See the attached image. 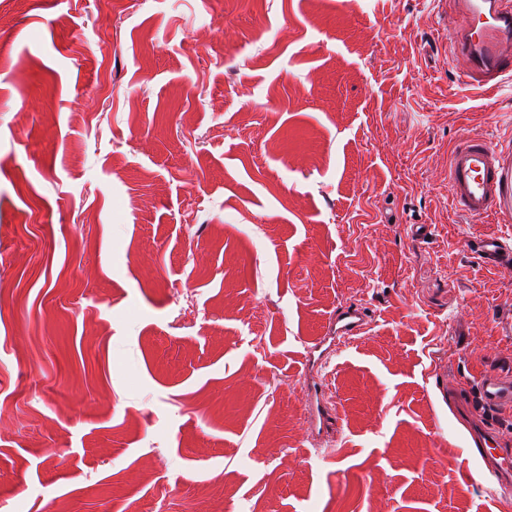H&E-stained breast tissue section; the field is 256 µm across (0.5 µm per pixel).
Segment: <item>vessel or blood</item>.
Here are the masks:
<instances>
[{
    "label": "vessel or blood",
    "instance_id": "vessel-or-blood-1",
    "mask_svg": "<svg viewBox=\"0 0 512 512\" xmlns=\"http://www.w3.org/2000/svg\"><path fill=\"white\" fill-rule=\"evenodd\" d=\"M448 19V39L456 60L466 64L465 75L486 91L498 88L512 76V0H457ZM506 177L497 148L482 135H472L453 148L448 157V196L454 210L480 222L497 215ZM482 261L507 271L512 269V243L496 234L486 235L479 248ZM336 343L344 345L364 332L368 319L363 309L347 306L334 318ZM477 403L472 412L485 417L512 409V372L481 371L477 377ZM471 446L481 460L482 472L500 486L512 485V448L501 444L491 427L475 425Z\"/></svg>",
    "mask_w": 512,
    "mask_h": 512
}]
</instances>
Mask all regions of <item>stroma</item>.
<instances>
[{"label":"stroma","mask_w":512,"mask_h":512,"mask_svg":"<svg viewBox=\"0 0 512 512\" xmlns=\"http://www.w3.org/2000/svg\"><path fill=\"white\" fill-rule=\"evenodd\" d=\"M120 2L0 0V512H496L448 391L512 367V183L448 155L512 176V79L450 0ZM506 177L497 148L483 135H472L448 157V196L463 217L482 222L498 215ZM479 252L482 261L489 266L511 271L512 247L497 234H488L480 242ZM336 324V353L342 346L358 336L365 333L368 327L367 315L359 307L346 306L334 317Z\"/></svg>","instance_id":"1"}]
</instances>
